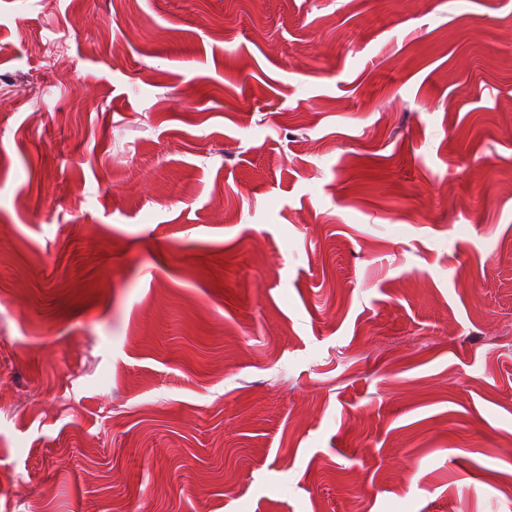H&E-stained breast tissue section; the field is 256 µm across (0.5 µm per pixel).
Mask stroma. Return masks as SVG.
Masks as SVG:
<instances>
[{
	"instance_id": "1",
	"label": "stroma",
	"mask_w": 512,
	"mask_h": 512,
	"mask_svg": "<svg viewBox=\"0 0 512 512\" xmlns=\"http://www.w3.org/2000/svg\"><path fill=\"white\" fill-rule=\"evenodd\" d=\"M506 30L0 0V507L512 512ZM80 14L75 8L72 11L68 24L64 28H58L53 31L52 35L45 36V45L55 56H60L64 53L68 43V26L75 27L79 22Z\"/></svg>"
}]
</instances>
